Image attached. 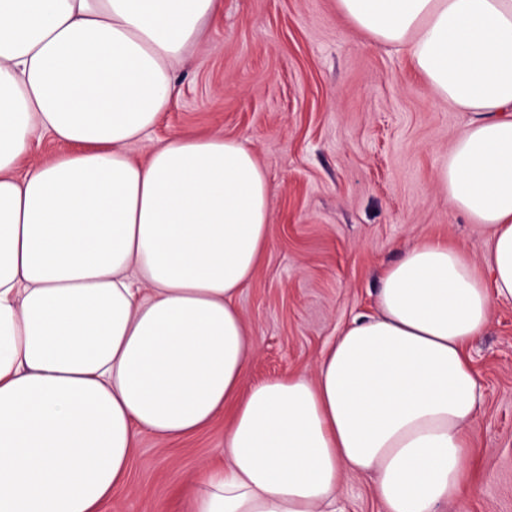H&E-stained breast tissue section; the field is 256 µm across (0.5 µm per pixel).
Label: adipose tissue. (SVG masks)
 <instances>
[{"instance_id": "ef3b65f1", "label": "adipose tissue", "mask_w": 512, "mask_h": 512, "mask_svg": "<svg viewBox=\"0 0 512 512\" xmlns=\"http://www.w3.org/2000/svg\"><path fill=\"white\" fill-rule=\"evenodd\" d=\"M470 113L437 172L485 265L425 237L308 375L246 385L236 298L271 220L256 154L174 134L145 161L175 73L221 0H0V512H102L142 435L229 414L190 512H336L369 476L385 512L471 489L482 392L465 352L512 299V0H338ZM63 151L28 165L34 139Z\"/></svg>"}]
</instances>
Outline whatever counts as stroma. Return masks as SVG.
I'll use <instances>...</instances> for the list:
<instances>
[{"label":"stroma","mask_w":512,"mask_h":512,"mask_svg":"<svg viewBox=\"0 0 512 512\" xmlns=\"http://www.w3.org/2000/svg\"><path fill=\"white\" fill-rule=\"evenodd\" d=\"M153 134H218L254 150L270 183L268 244L237 304L256 353L246 378L310 372L381 274L425 235L482 259L478 227L449 209L436 173L469 113L437 101L404 55L353 26L337 0H223ZM483 404L474 490L447 512H512V300L468 348ZM227 417L140 438L103 512H188L201 464L224 461Z\"/></svg>","instance_id":"35a3bbf8"}]
</instances>
